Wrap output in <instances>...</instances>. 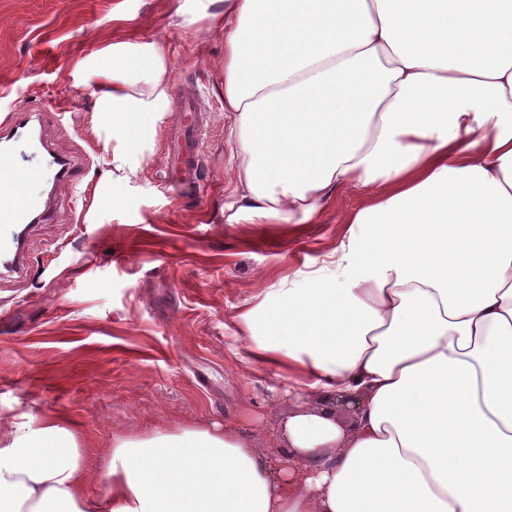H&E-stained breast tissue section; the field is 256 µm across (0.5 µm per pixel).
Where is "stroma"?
I'll return each mask as SVG.
<instances>
[{
    "mask_svg": "<svg viewBox=\"0 0 512 512\" xmlns=\"http://www.w3.org/2000/svg\"><path fill=\"white\" fill-rule=\"evenodd\" d=\"M177 0H0V126L33 110L49 145L75 166L42 195L0 265V429L62 418L93 439L89 497L106 502L101 472L114 434L245 421L272 466L293 409L273 370L235 337L233 315L285 275L306 280L362 203L331 200L320 223L284 233L249 217L226 221L237 161L224 113V35L175 13ZM155 42L174 89L205 108L207 180L189 200L166 180L169 120L131 182L100 179L103 135L92 89L73 61L116 39Z\"/></svg>",
    "mask_w": 512,
    "mask_h": 512,
    "instance_id": "1",
    "label": "stroma"
}]
</instances>
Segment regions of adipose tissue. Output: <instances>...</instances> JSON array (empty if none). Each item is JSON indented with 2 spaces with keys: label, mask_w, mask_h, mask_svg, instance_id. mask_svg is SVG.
<instances>
[{
  "label": "adipose tissue",
  "mask_w": 512,
  "mask_h": 512,
  "mask_svg": "<svg viewBox=\"0 0 512 512\" xmlns=\"http://www.w3.org/2000/svg\"><path fill=\"white\" fill-rule=\"evenodd\" d=\"M211 20L237 143L227 223L363 199L365 233L312 289L285 276L234 315L297 405L288 454L271 469L217 424L116 434L102 505L82 435L18 423L0 512H512V0H224ZM73 68L112 133L104 182L131 181L172 116L166 56L110 43Z\"/></svg>",
  "instance_id": "adipose-tissue-1"
}]
</instances>
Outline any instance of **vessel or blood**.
<instances>
[{"mask_svg": "<svg viewBox=\"0 0 512 512\" xmlns=\"http://www.w3.org/2000/svg\"><path fill=\"white\" fill-rule=\"evenodd\" d=\"M180 111L186 121L178 135L168 145V178L171 186L182 193L200 187L206 179L203 142L191 118L199 110L195 95L188 94L180 100ZM32 114L28 111L13 113L4 135L9 146L0 151V225L27 223L39 209L38 201L25 192L28 181L39 178L40 172L25 168L16 153L18 146L31 139Z\"/></svg>", "mask_w": 512, "mask_h": 512, "instance_id": "1", "label": "vessel or blood"}]
</instances>
